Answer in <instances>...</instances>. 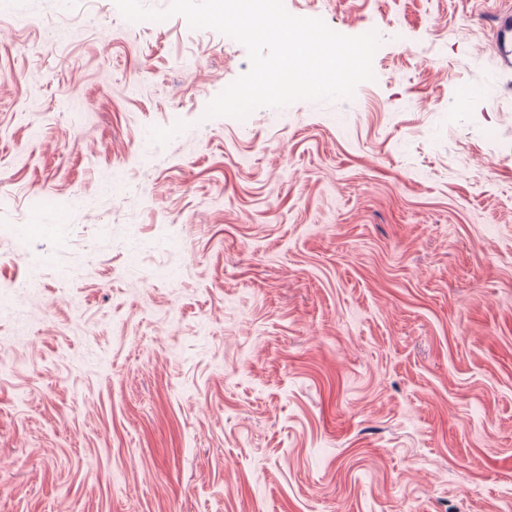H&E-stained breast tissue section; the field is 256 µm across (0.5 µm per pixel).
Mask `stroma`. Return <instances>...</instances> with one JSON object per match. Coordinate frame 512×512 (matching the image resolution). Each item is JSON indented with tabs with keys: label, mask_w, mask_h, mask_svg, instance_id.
Here are the masks:
<instances>
[{
	"label": "stroma",
	"mask_w": 512,
	"mask_h": 512,
	"mask_svg": "<svg viewBox=\"0 0 512 512\" xmlns=\"http://www.w3.org/2000/svg\"><path fill=\"white\" fill-rule=\"evenodd\" d=\"M511 3L284 0L374 78L238 119L223 34L0 0V512H512ZM492 29L493 38L496 39L498 49L502 52V60L507 65L512 63V7L508 6L488 20Z\"/></svg>",
	"instance_id": "1"
}]
</instances>
